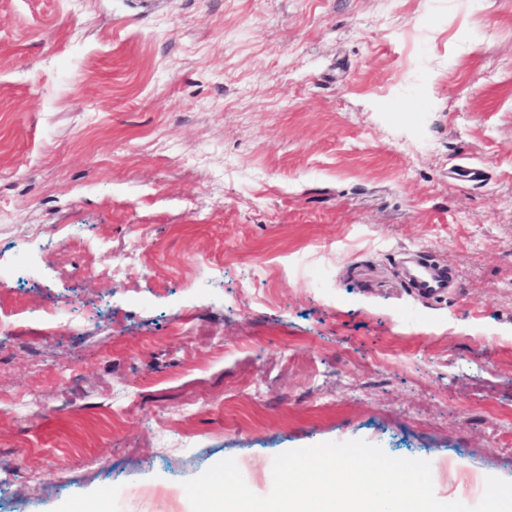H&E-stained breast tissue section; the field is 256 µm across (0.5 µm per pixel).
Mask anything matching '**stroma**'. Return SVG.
Returning a JSON list of instances; mask_svg holds the SVG:
<instances>
[{
    "mask_svg": "<svg viewBox=\"0 0 512 512\" xmlns=\"http://www.w3.org/2000/svg\"><path fill=\"white\" fill-rule=\"evenodd\" d=\"M353 439L512 481V0H0V512ZM451 279L448 275L430 270L425 265H420L413 275L410 286L416 288L425 295H435L446 291Z\"/></svg>",
    "mask_w": 512,
    "mask_h": 512,
    "instance_id": "35a3bbf8",
    "label": "stroma"
}]
</instances>
